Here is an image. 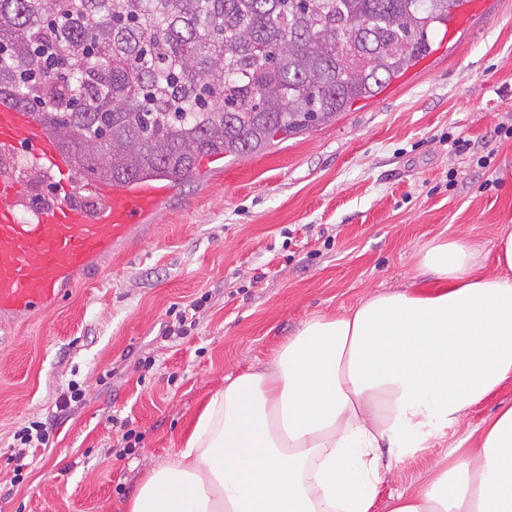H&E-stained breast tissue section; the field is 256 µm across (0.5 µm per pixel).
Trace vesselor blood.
Here are the masks:
<instances>
[{
  "mask_svg": "<svg viewBox=\"0 0 512 512\" xmlns=\"http://www.w3.org/2000/svg\"><path fill=\"white\" fill-rule=\"evenodd\" d=\"M484 0H464L448 22L449 35L465 28ZM0 152L17 153L51 180L50 205L30 209L13 171L0 172V323L25 318L54 303L79 274L97 269L115 246L163 207L167 184L130 178L78 185L75 154L42 126L32 111L0 92ZM95 194L88 210L77 196Z\"/></svg>",
  "mask_w": 512,
  "mask_h": 512,
  "instance_id": "b4317fda",
  "label": "vessel or blood"
}]
</instances>
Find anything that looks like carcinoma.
<instances>
[{
	"instance_id": "obj_1",
	"label": "carcinoma",
	"mask_w": 512,
	"mask_h": 512,
	"mask_svg": "<svg viewBox=\"0 0 512 512\" xmlns=\"http://www.w3.org/2000/svg\"><path fill=\"white\" fill-rule=\"evenodd\" d=\"M458 0H0V88L83 181L176 185L329 124L433 50Z\"/></svg>"
}]
</instances>
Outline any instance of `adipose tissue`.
<instances>
[{
  "mask_svg": "<svg viewBox=\"0 0 512 512\" xmlns=\"http://www.w3.org/2000/svg\"><path fill=\"white\" fill-rule=\"evenodd\" d=\"M495 250L488 273L477 244L434 239L416 263L432 290L311 317L266 367L225 377L130 512H512V403L385 488L512 378L511 231Z\"/></svg>",
  "mask_w": 512,
  "mask_h": 512,
  "instance_id": "ef3b65f1",
  "label": "adipose tissue"
}]
</instances>
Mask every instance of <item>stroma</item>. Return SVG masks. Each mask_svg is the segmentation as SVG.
I'll return each instance as SVG.
<instances>
[{
  "instance_id": "1",
  "label": "stroma",
  "mask_w": 512,
  "mask_h": 512,
  "mask_svg": "<svg viewBox=\"0 0 512 512\" xmlns=\"http://www.w3.org/2000/svg\"><path fill=\"white\" fill-rule=\"evenodd\" d=\"M512 231V0L374 98L257 154L217 159L54 305L0 326V512H129L224 378L315 315L421 287L436 238ZM206 297L189 336L171 306ZM81 403L60 409L68 381ZM50 422L16 459L15 431ZM142 440L121 454V421Z\"/></svg>"
}]
</instances>
